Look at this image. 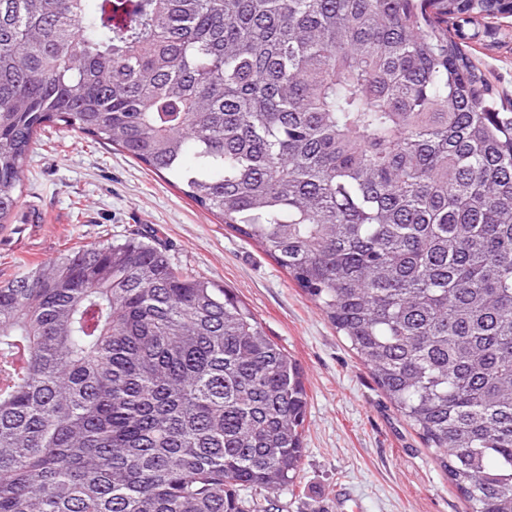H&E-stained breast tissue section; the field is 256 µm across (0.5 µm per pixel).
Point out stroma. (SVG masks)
Instances as JSON below:
<instances>
[{"label":"stroma","mask_w":512,"mask_h":512,"mask_svg":"<svg viewBox=\"0 0 512 512\" xmlns=\"http://www.w3.org/2000/svg\"><path fill=\"white\" fill-rule=\"evenodd\" d=\"M467 50L512 97V17L484 20ZM21 174L15 227L0 234V282L73 247L157 233L171 262L230 288L301 365L305 453L270 512H468L370 370L288 273L164 174L109 144L51 128Z\"/></svg>","instance_id":"obj_1"}]
</instances>
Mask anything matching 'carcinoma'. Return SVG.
<instances>
[{
	"mask_svg": "<svg viewBox=\"0 0 512 512\" xmlns=\"http://www.w3.org/2000/svg\"><path fill=\"white\" fill-rule=\"evenodd\" d=\"M502 0H0V228L51 125L272 256L432 449L512 512V99L461 42ZM299 363L156 241L0 282V512H267Z\"/></svg>",
	"mask_w": 512,
	"mask_h": 512,
	"instance_id": "carcinoma-1",
	"label": "carcinoma"
}]
</instances>
